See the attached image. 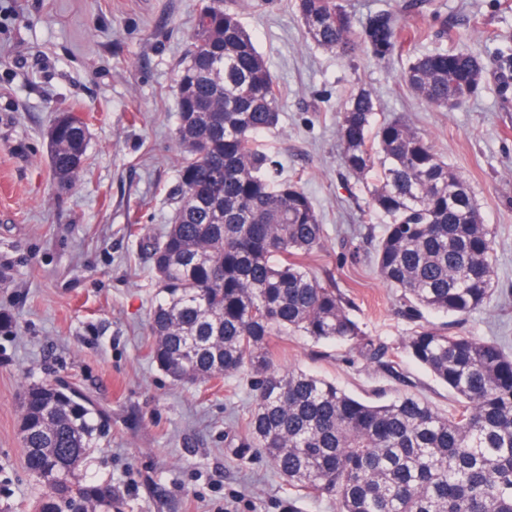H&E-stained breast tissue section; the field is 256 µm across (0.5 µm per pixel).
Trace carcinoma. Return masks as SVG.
Returning a JSON list of instances; mask_svg holds the SVG:
<instances>
[{
  "label": "carcinoma",
  "instance_id": "carcinoma-1",
  "mask_svg": "<svg viewBox=\"0 0 512 512\" xmlns=\"http://www.w3.org/2000/svg\"><path fill=\"white\" fill-rule=\"evenodd\" d=\"M292 2L319 48L380 62L402 51L389 10L358 29L341 0ZM190 39L177 78L174 208L145 242L158 285L153 362L183 384L247 373L252 447L295 491L334 501L336 512H512V353L456 330L494 293L493 229L466 181L407 115L379 122L371 92L350 91L337 125L343 164L387 219L372 264L412 325L395 348L368 336L350 299L306 264L323 224L298 183L277 178L259 140L279 125L282 91L238 10L200 0ZM488 66L439 50L410 61L400 81L453 110ZM48 140L54 178L72 184L86 164V122L56 118ZM427 313L452 321L433 325ZM288 335L349 345L390 378L401 376L398 349L453 391L457 408L443 413L413 393L359 399L301 369L281 372L271 344ZM108 431L87 395L52 382L26 388L19 433L25 469L46 488L38 512L119 504L112 482L76 475Z\"/></svg>",
  "mask_w": 512,
  "mask_h": 512
}]
</instances>
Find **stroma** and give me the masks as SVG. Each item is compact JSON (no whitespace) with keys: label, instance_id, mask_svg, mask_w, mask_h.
Listing matches in <instances>:
<instances>
[{"label":"stroma","instance_id":"stroma-1","mask_svg":"<svg viewBox=\"0 0 512 512\" xmlns=\"http://www.w3.org/2000/svg\"><path fill=\"white\" fill-rule=\"evenodd\" d=\"M198 0H0V512H34L41 490L23 468L21 397L34 383H76L108 412L109 437L80 473L107 479L118 512H336L293 495L257 449L239 374L179 384L150 356L155 272L145 236L168 224L178 183L176 79ZM240 18L283 89L280 123L261 140L281 178L298 181L324 229L312 262L351 298L364 331L389 344L411 331L369 257L384 235L364 184L343 166L338 116L348 89L371 91L381 115L407 114L467 182L494 230L495 293L464 326L512 352V78L495 59L512 37V0H415L402 13V55L382 63L313 44L291 0H264ZM490 59L465 105L444 111L402 85L410 59L437 47ZM84 115L87 161L59 187L47 130L59 112ZM352 238L358 257L343 258ZM278 368L326 378L368 399L412 392L440 410L455 395L409 358L389 378L345 345L275 339Z\"/></svg>","mask_w":512,"mask_h":512}]
</instances>
